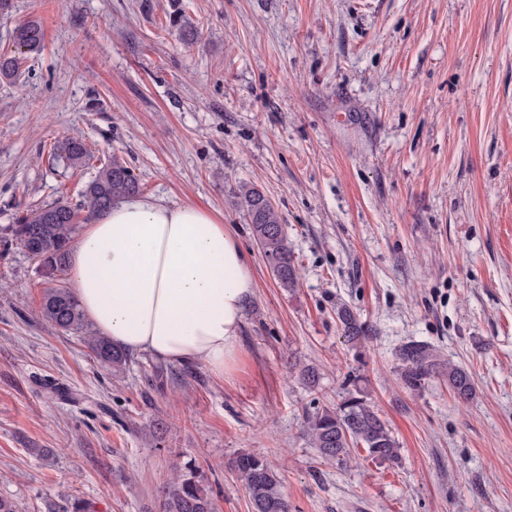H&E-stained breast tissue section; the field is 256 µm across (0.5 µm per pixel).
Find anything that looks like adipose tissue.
Masks as SVG:
<instances>
[{"label": "adipose tissue", "mask_w": 512, "mask_h": 512, "mask_svg": "<svg viewBox=\"0 0 512 512\" xmlns=\"http://www.w3.org/2000/svg\"><path fill=\"white\" fill-rule=\"evenodd\" d=\"M68 271L85 315L116 347L221 377L236 370L256 283L238 236L211 211L122 199L84 225Z\"/></svg>", "instance_id": "adipose-tissue-1"}]
</instances>
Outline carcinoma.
Returning <instances> with one entry per match:
<instances>
[{"label":"carcinoma","mask_w":512,"mask_h":512,"mask_svg":"<svg viewBox=\"0 0 512 512\" xmlns=\"http://www.w3.org/2000/svg\"><path fill=\"white\" fill-rule=\"evenodd\" d=\"M12 40L16 54H0V77L3 78L18 71L22 56L41 51L43 27L36 20H28L14 28ZM53 153L75 167L85 165L90 158L85 142L78 138L57 142ZM139 191L140 185L132 169L114 158L101 166L86 185V205L74 206L57 200L26 210L8 227L10 240L22 246L45 271L47 285L43 288L41 302V316L45 321L66 332L84 329L85 315L78 299L70 289L57 283L58 274L67 268L72 236L84 222L81 212L86 208L89 215L98 217L112 208L115 201ZM239 203L278 284L286 289L294 287L298 270L277 209L255 187L242 190ZM337 317L347 341L357 344L367 338L368 328L349 307L338 310ZM83 341L97 360L111 366L115 372L124 370L129 362L128 354L103 336L86 335ZM397 359L401 363V379L411 389H419L432 376L442 374L447 376L448 387L459 399L465 401L473 395L470 373L459 365L444 364L424 342L403 345ZM304 431L325 461L344 463L350 459L354 448L363 449L368 457L381 463L400 461L397 440L359 389L348 393L336 406L319 408L309 415ZM232 466L245 483L252 512H290L280 478L266 459L240 452ZM205 481V472L200 467L186 463L164 491L163 512H216Z\"/></svg>","instance_id":"cac0c4a2"}]
</instances>
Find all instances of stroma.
I'll return each mask as SVG.
<instances>
[{
    "label": "stroma",
    "instance_id": "1",
    "mask_svg": "<svg viewBox=\"0 0 512 512\" xmlns=\"http://www.w3.org/2000/svg\"><path fill=\"white\" fill-rule=\"evenodd\" d=\"M184 13L182 38L168 15ZM44 48L0 78V496L18 512H161L178 466L217 512H251L231 462L278 471L291 512H512V0H11ZM83 139L75 169L54 142ZM142 195L231 224L256 294L240 362L97 361L40 314L45 277L7 227L80 203L101 163ZM278 210L299 279L281 288L238 205ZM369 330L354 346L337 319ZM430 343L467 368L408 388L396 353ZM320 374L316 388L302 368ZM361 388L400 446L344 464L304 421ZM337 317L347 341L357 344L368 338L365 323H362L349 307L345 306L338 310Z\"/></svg>",
    "mask_w": 512,
    "mask_h": 512
}]
</instances>
